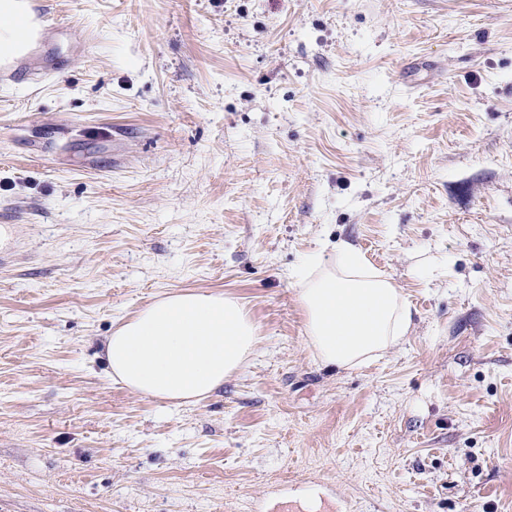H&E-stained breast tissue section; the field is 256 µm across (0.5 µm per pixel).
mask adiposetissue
I'll use <instances>...</instances> for the list:
<instances>
[{"label":"adipose tissue","instance_id":"ef3b65f1","mask_svg":"<svg viewBox=\"0 0 512 512\" xmlns=\"http://www.w3.org/2000/svg\"><path fill=\"white\" fill-rule=\"evenodd\" d=\"M32 17L25 0H0V56L20 58L18 41ZM306 340L325 365L353 369L382 356L406 336L409 301L360 253L343 245L314 256L298 279ZM259 342L244 306L221 292L165 294L120 320L104 344L113 379L130 391L175 406L217 392L245 367Z\"/></svg>","mask_w":512,"mask_h":512}]
</instances>
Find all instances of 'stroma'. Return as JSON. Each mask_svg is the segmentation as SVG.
<instances>
[{
  "mask_svg": "<svg viewBox=\"0 0 512 512\" xmlns=\"http://www.w3.org/2000/svg\"><path fill=\"white\" fill-rule=\"evenodd\" d=\"M0 79V512H512V0H32ZM357 248L412 304L339 370L294 271ZM211 290L222 390L102 341ZM258 342L237 299L193 290L162 295L120 320L104 353L113 379L130 391L185 406L224 387Z\"/></svg>",
  "mask_w": 512,
  "mask_h": 512,
  "instance_id": "1",
  "label": "stroma"
}]
</instances>
